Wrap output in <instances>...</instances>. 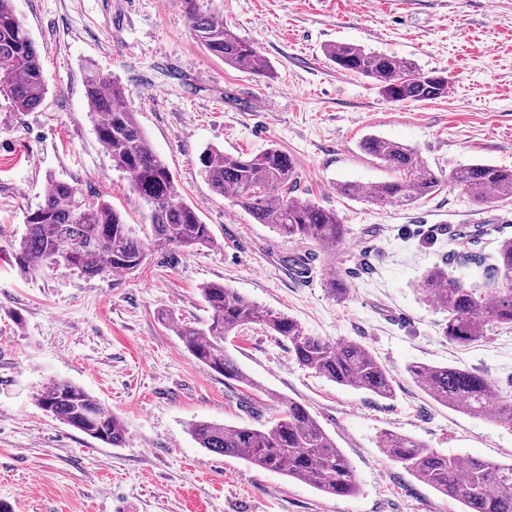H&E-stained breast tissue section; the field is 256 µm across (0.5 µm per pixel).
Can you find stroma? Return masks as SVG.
Returning a JSON list of instances; mask_svg holds the SVG:
<instances>
[{
  "instance_id": "35a3bbf8",
  "label": "stroma",
  "mask_w": 512,
  "mask_h": 512,
  "mask_svg": "<svg viewBox=\"0 0 512 512\" xmlns=\"http://www.w3.org/2000/svg\"><path fill=\"white\" fill-rule=\"evenodd\" d=\"M43 62L48 94L33 112L0 98V501L13 512H461L458 502L390 461L391 430L439 453L512 461V430L434 403L410 379L414 363L482 374L512 398V328L489 327L462 346L421 291L446 266L469 286L486 269L454 253L491 254L512 238V200L478 206L450 181L407 207L340 195L336 185L392 178L361 140L413 146L433 169L473 162L512 167V0H212L273 67L257 78L224 65L191 36L176 0H14ZM337 42L413 60L448 78L444 98L386 101L366 78L325 56ZM115 76L185 201L210 225L212 246L151 242L134 274L85 278L59 264L24 274L9 260L48 177L88 203L108 201L141 238L148 209L98 144L85 63ZM277 144L298 166L296 195L336 211L350 228L336 251L291 241L210 189L199 162L210 145L254 154ZM480 230L476 244L462 232ZM349 286L329 295V275ZM219 282L311 335L354 339L390 371L392 399L336 385L296 363L288 344L250 325L226 346L254 388L195 361L158 319L203 324L200 289ZM83 388L126 423L115 448L42 411L50 380ZM307 406L349 458L359 491L327 497L309 485L200 448L195 420L266 421L273 406Z\"/></svg>"
}]
</instances>
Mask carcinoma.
<instances>
[{"label": "carcinoma", "instance_id": "cac0c4a2", "mask_svg": "<svg viewBox=\"0 0 512 512\" xmlns=\"http://www.w3.org/2000/svg\"><path fill=\"white\" fill-rule=\"evenodd\" d=\"M191 34L224 64L256 77L274 75L253 43L239 38L217 19L207 0H181ZM328 60L344 72L375 83L390 102L417 103L448 94V77L424 72L411 60L399 59L349 43L325 49ZM88 112L95 118L99 144L118 170L129 175L133 190L148 206L152 239L184 249L214 244L210 225L185 202L164 159L153 149L136 117L125 104L121 82L102 74L93 64L84 70ZM48 86L40 51L13 0H0V94L18 112L42 106ZM361 150L380 161L395 176L368 190L351 182L336 185L347 197L363 196L379 206H409L434 193L442 179L418 151L380 135H369ZM212 191L238 206L254 223L270 226L289 240L309 241L334 250L349 228L333 211L294 196L297 163L288 152L270 146L254 155H231L217 147L199 157ZM478 206L512 198V169L488 163L462 166L450 175ZM26 233L12 246L11 257L25 273L59 262L86 277L110 272L132 273L147 258L148 243L107 202L86 204L77 188L54 177L47 179L42 201L26 215ZM491 293L468 288L435 265L422 277V293L448 313L444 333L448 340L466 345L485 335L492 325L512 328V280L497 274L512 272V238L501 241L492 255ZM211 311L203 326L160 314L197 362L224 379L254 388L224 346L227 338L249 324L263 326L272 336L288 342V351L301 366L328 380L379 398L390 399L395 389L390 372L362 343L332 342L307 334L301 324L281 312L262 310L255 302L221 283L200 288ZM410 378L435 403L480 418H491L512 429V398L494 394L482 375L445 365L416 363L407 368ZM37 406L56 420L115 448L127 442V428L83 388L54 379L35 396ZM189 433L208 451L242 459L258 469L306 483L329 497H352L359 487L350 461L332 438L298 402L288 403L271 425L226 426L195 421ZM379 447L419 482L460 503L462 512H512V462L440 454L417 439L385 431Z\"/></svg>", "mask_w": 512, "mask_h": 512}]
</instances>
